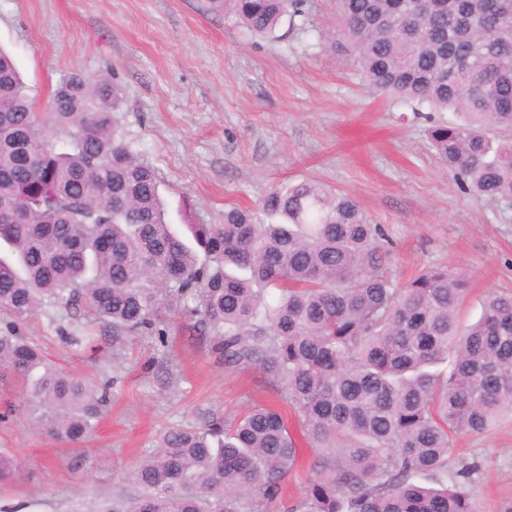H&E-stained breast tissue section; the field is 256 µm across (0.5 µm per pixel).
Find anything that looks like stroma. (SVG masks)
Segmentation results:
<instances>
[{"label":"stroma","instance_id":"obj_1","mask_svg":"<svg viewBox=\"0 0 512 512\" xmlns=\"http://www.w3.org/2000/svg\"><path fill=\"white\" fill-rule=\"evenodd\" d=\"M310 19L282 26L272 46L209 0H0V48L42 110L64 74L114 73L123 132L155 168L171 223L220 224L225 206L255 209L272 186L319 180L383 225L395 281L432 264L466 278L467 326L488 292H512V210L461 193L436 160L429 122L376 94L343 46L327 43L333 0H312ZM84 326L92 342L62 340L61 329ZM21 332L56 367L109 383V404L94 434L69 446L38 430L42 410L24 381L0 373V452L23 465L0 484V512H110L135 495L127 475L168 428L211 409L287 406L270 374L226 365L178 314L163 346L113 336L80 309H45ZM454 454L480 461L483 512H512V420L459 437Z\"/></svg>","mask_w":512,"mask_h":512}]
</instances>
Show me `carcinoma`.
Listing matches in <instances>:
<instances>
[{
  "instance_id": "1",
  "label": "carcinoma",
  "mask_w": 512,
  "mask_h": 512,
  "mask_svg": "<svg viewBox=\"0 0 512 512\" xmlns=\"http://www.w3.org/2000/svg\"><path fill=\"white\" fill-rule=\"evenodd\" d=\"M256 39L279 41L309 0H209ZM334 43L377 92L461 121L433 147L462 192L512 208V0H335ZM111 75L72 72L38 111L0 49V368L30 382L40 425L87 441L108 387L47 365L17 332L46 306L85 305L117 334L165 345L167 317L212 334L224 362L279 381L314 455L287 512H482L478 460L448 466L455 436L512 414V294L490 292L460 330L465 280L431 265L403 284L350 196L315 179L276 185L258 221L166 218L159 182L125 140ZM299 450L283 413L254 405L173 428L130 475L140 493L113 512H278ZM19 460L0 454V482Z\"/></svg>"
}]
</instances>
